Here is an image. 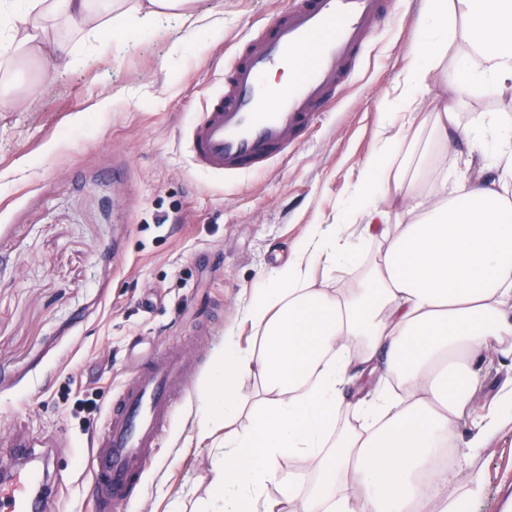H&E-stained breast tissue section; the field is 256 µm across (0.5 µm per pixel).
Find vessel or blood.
Segmentation results:
<instances>
[{
	"mask_svg": "<svg viewBox=\"0 0 512 512\" xmlns=\"http://www.w3.org/2000/svg\"><path fill=\"white\" fill-rule=\"evenodd\" d=\"M394 0H288L282 14L224 77L222 92L192 124L194 164L226 175L262 169L287 152L355 70L372 26ZM309 56H300L301 48ZM288 67L291 79L272 85L268 73ZM193 368L176 349L149 358L113 398L95 436L89 471L100 505L126 504L136 495L147 459L159 446L175 399ZM27 468L0 478V512H46L55 489L46 481L48 451L25 443Z\"/></svg>",
	"mask_w": 512,
	"mask_h": 512,
	"instance_id": "vessel-or-blood-1",
	"label": "vessel or blood"
}]
</instances>
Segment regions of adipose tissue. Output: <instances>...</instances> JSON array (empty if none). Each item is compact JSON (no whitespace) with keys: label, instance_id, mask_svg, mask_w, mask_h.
<instances>
[{"label":"adipose tissue","instance_id":"obj_1","mask_svg":"<svg viewBox=\"0 0 512 512\" xmlns=\"http://www.w3.org/2000/svg\"><path fill=\"white\" fill-rule=\"evenodd\" d=\"M196 2L0 0V54L76 64L77 50L46 37L50 14L86 23L89 49L101 48L106 28L178 20L204 36L220 30L223 19ZM423 3L401 94L385 107L412 109L449 40L462 38L465 50L441 74L455 100L436 105L434 126L448 144L494 140L495 155L457 181L437 159L415 192L389 170L404 136H387L338 222L313 225L253 289L243 312L252 338H225L199 385L197 436L224 440L196 512H468L483 494L482 473L436 459L445 448L479 455L512 417V377L487 412L474 411L485 354L512 361V0ZM475 87L507 106L464 125L455 101ZM386 195L407 200L402 220L379 206ZM353 226L387 243L363 287H315L316 268L353 267ZM287 456L312 461V479L284 469Z\"/></svg>","mask_w":512,"mask_h":512}]
</instances>
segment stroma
I'll list each match as a JSON object with an SVG mask.
<instances>
[{"label": "stroma", "instance_id": "stroma-1", "mask_svg": "<svg viewBox=\"0 0 512 512\" xmlns=\"http://www.w3.org/2000/svg\"><path fill=\"white\" fill-rule=\"evenodd\" d=\"M286 0H199L224 14L216 37L166 22L128 34L74 68L23 59L0 71V468L40 437L55 458L54 512H95L88 444L112 398L147 357L179 348L195 370L138 496L105 512H194L215 450L198 443V382L252 288L287 261L313 224L334 223L377 149L384 99L397 95L422 0H396L370 32L356 71L287 154L235 176L198 169L186 141L241 44ZM439 81L413 107V162L443 143ZM358 269L319 288L362 285L381 239L354 233ZM98 408L85 410L86 401ZM486 488L472 512L512 497V421L469 459Z\"/></svg>", "mask_w": 512, "mask_h": 512}]
</instances>
